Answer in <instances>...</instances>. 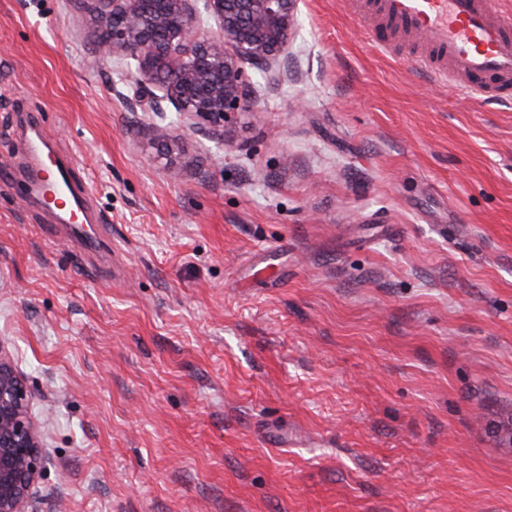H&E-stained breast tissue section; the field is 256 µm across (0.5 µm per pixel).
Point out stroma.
I'll return each instance as SVG.
<instances>
[{
    "label": "stroma",
    "instance_id": "stroma-1",
    "mask_svg": "<svg viewBox=\"0 0 512 512\" xmlns=\"http://www.w3.org/2000/svg\"><path fill=\"white\" fill-rule=\"evenodd\" d=\"M300 0L288 78L170 149L82 0H0V340L37 512H512V100ZM37 118L94 217L33 195Z\"/></svg>",
    "mask_w": 512,
    "mask_h": 512
}]
</instances>
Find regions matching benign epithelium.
<instances>
[{"instance_id":"1","label":"benign epithelium","mask_w":512,"mask_h":512,"mask_svg":"<svg viewBox=\"0 0 512 512\" xmlns=\"http://www.w3.org/2000/svg\"><path fill=\"white\" fill-rule=\"evenodd\" d=\"M98 59L139 63L138 102L223 146L227 114L247 108L254 76L276 85L298 23L297 0H86ZM35 392L0 341V512H36L32 489L46 461Z\"/></svg>"}]
</instances>
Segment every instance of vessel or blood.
<instances>
[{"instance_id":"1","label":"vessel or blood","mask_w":512,"mask_h":512,"mask_svg":"<svg viewBox=\"0 0 512 512\" xmlns=\"http://www.w3.org/2000/svg\"><path fill=\"white\" fill-rule=\"evenodd\" d=\"M385 24L421 36L417 62L461 89L500 98L512 87V15H498L495 0H373Z\"/></svg>"}]
</instances>
